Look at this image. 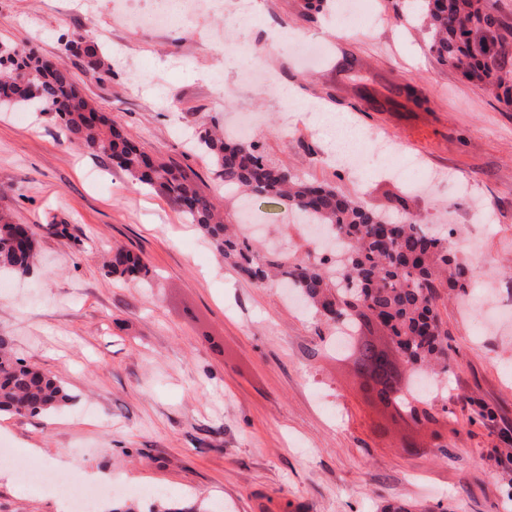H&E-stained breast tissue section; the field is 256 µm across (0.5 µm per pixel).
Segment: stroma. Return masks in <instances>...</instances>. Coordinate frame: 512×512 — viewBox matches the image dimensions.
I'll return each mask as SVG.
<instances>
[{
    "label": "stroma",
    "instance_id": "stroma-1",
    "mask_svg": "<svg viewBox=\"0 0 512 512\" xmlns=\"http://www.w3.org/2000/svg\"><path fill=\"white\" fill-rule=\"evenodd\" d=\"M205 4L193 27L122 26L110 0H0V43L69 66L85 94L151 154L196 173L229 221L262 226V242L289 261L319 247L287 205L225 197L209 161L187 140L217 118L234 130L258 115L252 136L265 159L300 178L336 186L392 221L443 224L469 269L495 288L478 307L441 295L451 370L435 419L414 429L359 390L352 359L332 331L287 289L259 286L218 259L180 208L101 157L68 147L51 114L0 106V210L36 226L66 218L72 236L38 235L39 263L0 288V334L24 362L62 378L76 401L44 417L0 415V448L53 469L60 482L111 473L120 489L163 490L171 506L221 500L224 512H512L498 465L512 448V109L439 65L417 0H368L373 27L338 20L336 0H265L240 21L231 4ZM280 26L324 48L299 69L277 50ZM80 33L112 57V73L86 77L63 49ZM259 62L295 92L285 106L247 70ZM346 114L384 141L360 175L342 167L312 104ZM411 157L441 177L417 193L390 165ZM405 197L407 209L389 199ZM121 245L149 281L101 271ZM497 411L491 426L478 405ZM0 512H63L49 493L22 491L0 467Z\"/></svg>",
    "mask_w": 512,
    "mask_h": 512
}]
</instances>
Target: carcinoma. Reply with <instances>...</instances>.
Wrapping results in <instances>:
<instances>
[{"label": "carcinoma", "instance_id": "carcinoma-1", "mask_svg": "<svg viewBox=\"0 0 512 512\" xmlns=\"http://www.w3.org/2000/svg\"><path fill=\"white\" fill-rule=\"evenodd\" d=\"M423 23L437 62L460 71L489 90L498 103L512 107V20L488 0H422ZM66 51L85 58L84 73L100 81L112 64L82 35L72 34ZM12 90L15 105L28 103L53 114L65 142L104 157L137 186L149 187L182 208L189 221L211 241L217 254L252 282L265 285L275 277L292 283L315 313L328 322L364 332L370 321L385 329L404 350L408 379L416 371L448 359L447 332L441 329L438 290L465 291L466 267L448 248V240L415 221L394 222L330 184L298 179L265 160L257 143L224 136L216 125L201 124L193 148L205 155L214 180L229 194L276 199L343 237L346 250L332 265L323 260L288 263L254 250L246 229L226 224L223 208L201 193L181 167L154 156L123 127L99 111L76 84L71 71L41 65V57L17 45L0 46V87ZM44 230L72 238L70 224L56 217ZM34 228L23 231L8 213H0V273L14 277L32 272L39 260ZM105 275L116 280L146 279L150 269L123 246L110 250ZM377 344L361 342L353 354L356 368L390 386L391 398L409 404L396 376L379 374ZM76 400L66 383L25 364L12 340L0 336V414L47 416Z\"/></svg>", "mask_w": 512, "mask_h": 512}]
</instances>
